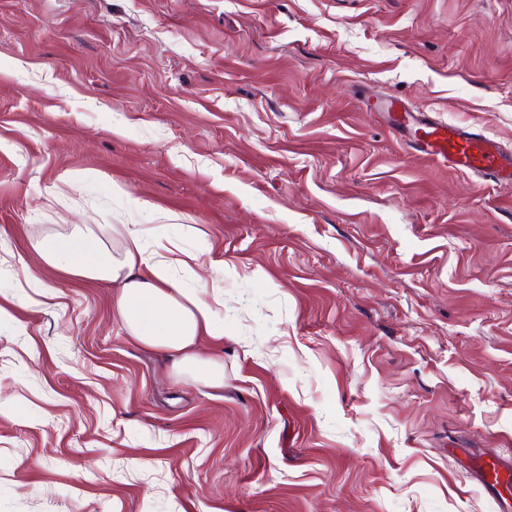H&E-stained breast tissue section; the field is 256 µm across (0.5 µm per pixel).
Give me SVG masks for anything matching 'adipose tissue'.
<instances>
[{"label":"adipose tissue","instance_id":"ef3b65f1","mask_svg":"<svg viewBox=\"0 0 512 512\" xmlns=\"http://www.w3.org/2000/svg\"><path fill=\"white\" fill-rule=\"evenodd\" d=\"M112 235L122 240V255L111 254L92 235L45 238L36 241L33 248L47 268L116 283L113 310L129 336L173 354V365L179 373L211 387H223V363L197 351L202 337L221 334L215 322V306L202 291L204 277L195 266H188L194 285L184 287L172 275L174 258L146 252L141 245L143 233L136 225H113Z\"/></svg>","mask_w":512,"mask_h":512}]
</instances>
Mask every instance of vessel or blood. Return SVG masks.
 Listing matches in <instances>:
<instances>
[{
  "label": "vessel or blood",
  "mask_w": 512,
  "mask_h": 512,
  "mask_svg": "<svg viewBox=\"0 0 512 512\" xmlns=\"http://www.w3.org/2000/svg\"><path fill=\"white\" fill-rule=\"evenodd\" d=\"M380 109L395 126L411 130L415 151L462 172L499 184L512 183V151L504 149L495 139L435 120L423 112L411 111L395 95L382 101Z\"/></svg>",
  "instance_id": "b4317fda"
}]
</instances>
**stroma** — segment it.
<instances>
[{"instance_id": "obj_1", "label": "stroma", "mask_w": 512, "mask_h": 512, "mask_svg": "<svg viewBox=\"0 0 512 512\" xmlns=\"http://www.w3.org/2000/svg\"><path fill=\"white\" fill-rule=\"evenodd\" d=\"M389 94L512 147V0H0V512H498L512 184ZM106 224L197 256L223 389L32 249ZM379 109L400 129L414 126L411 141L416 152L448 163L456 170L488 177L495 183H512V151L505 150L495 139L437 121L424 112L411 111L395 95H388ZM477 467L485 481V486H489L495 492L497 485L500 483L501 478L504 476V473H507L508 477L512 475L511 466H508L506 463H503L499 460L480 461L477 463Z\"/></svg>"}]
</instances>
